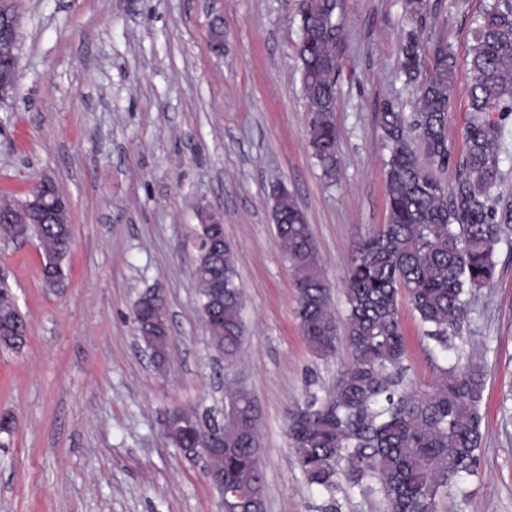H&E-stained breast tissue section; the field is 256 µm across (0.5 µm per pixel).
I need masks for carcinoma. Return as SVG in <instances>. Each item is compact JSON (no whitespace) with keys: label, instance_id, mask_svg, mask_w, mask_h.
<instances>
[{"label":"carcinoma","instance_id":"obj_1","mask_svg":"<svg viewBox=\"0 0 512 512\" xmlns=\"http://www.w3.org/2000/svg\"><path fill=\"white\" fill-rule=\"evenodd\" d=\"M326 0H299L297 57L306 99L327 103L309 124L308 147L327 185L341 179L335 124L336 82L322 78L316 57L334 58L335 42L313 36L334 26ZM426 0H406L410 27L400 45V69L415 88L414 112L405 116L389 100L378 107L388 149L385 166L387 221L360 240L347 269V314L339 321L306 216L284 184L273 188L275 238L295 274L297 316L310 352L319 359L335 354L345 331L351 364L323 397L314 392L288 414V436L308 487L322 498L320 512H342V482L374 484L387 512H438L441 499L463 492L476 475L482 439L486 371L482 364L452 360L469 313L468 295L491 281L495 248L512 234V197L498 191L501 154L512 121V0H486L473 19L470 48V118L464 147L448 140V107L456 90V57L443 36L422 37L432 19ZM456 171L452 184L441 174ZM19 199L0 200V236L21 243L35 240L45 264L63 263L60 234L69 216H26ZM199 258L193 271L201 306L212 307L205 322L212 348L227 362L240 353L245 328L236 255L224 237L198 225ZM405 297L422 336L433 343L442 364L428 388L414 386L406 361V340L399 317ZM139 339L157 370L169 350L167 311L159 319L133 316ZM15 332L0 333V347L22 348L29 325L19 308L0 306V323ZM183 419L166 431L176 448H191L198 417ZM255 399L239 386L224 407V450L204 458V470L224 475L227 512H264Z\"/></svg>","mask_w":512,"mask_h":512}]
</instances>
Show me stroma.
Instances as JSON below:
<instances>
[{
  "label": "stroma",
  "instance_id": "1",
  "mask_svg": "<svg viewBox=\"0 0 512 512\" xmlns=\"http://www.w3.org/2000/svg\"><path fill=\"white\" fill-rule=\"evenodd\" d=\"M438 34L457 58L448 135L468 118L471 18L483 0H432ZM20 86L0 103V196L24 197L41 175L71 201L74 245L64 292L44 287L36 243L0 242V270L30 335L0 349V512H218L219 494L163 433L176 409L202 428L223 422L239 381L261 408L265 512H318L287 434L306 390L325 393L351 362L346 341L323 360L296 317L295 279L277 247L272 187L307 216L337 315L354 245L386 221L377 106L411 112L399 76L409 29L403 0H339L336 125L340 186H327L307 146V101L296 56L298 0H16ZM224 28L214 48V25ZM224 219L237 255L245 337L219 359L192 276L200 211ZM161 289L171 329L155 371L132 318L139 294ZM413 379L436 375L431 347L399 307ZM488 365L479 474L466 500L440 512H512V236L464 326L462 356Z\"/></svg>",
  "mask_w": 512,
  "mask_h": 512
}]
</instances>
